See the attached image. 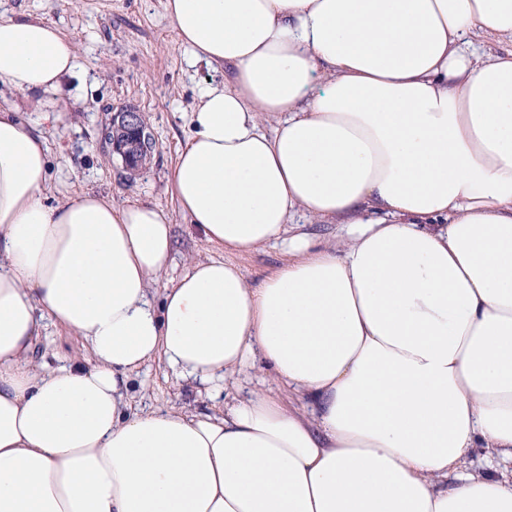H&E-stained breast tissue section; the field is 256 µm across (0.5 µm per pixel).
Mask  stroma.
<instances>
[{
  "label": "stroma",
  "mask_w": 512,
  "mask_h": 512,
  "mask_svg": "<svg viewBox=\"0 0 512 512\" xmlns=\"http://www.w3.org/2000/svg\"><path fill=\"white\" fill-rule=\"evenodd\" d=\"M0 15L54 24L77 47V68L60 94V118L42 130L51 161L49 203L91 192L118 204L142 202L164 208L171 216L176 250L171 267L159 279L163 286L174 283L199 260L234 263L252 282L284 263L276 247L237 254L207 243L166 191L175 156L188 135L186 114L199 86L223 85L228 71L190 64L165 16L164 0H0ZM127 108L140 112L155 142L146 162L135 168L101 140L116 112ZM89 354L84 338L49 323L33 360L52 368L63 357ZM241 380V386H226V402L256 390L276 395L290 408L302 406L263 363L247 368ZM128 394L142 411L193 412L212 406L204 386L176 380L156 362L131 374Z\"/></svg>",
  "instance_id": "obj_1"
}]
</instances>
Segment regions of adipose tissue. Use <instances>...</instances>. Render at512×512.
Masks as SVG:
<instances>
[{
    "label": "adipose tissue",
    "instance_id": "1",
    "mask_svg": "<svg viewBox=\"0 0 512 512\" xmlns=\"http://www.w3.org/2000/svg\"><path fill=\"white\" fill-rule=\"evenodd\" d=\"M230 67L186 115L167 191L207 243L154 301L163 208L46 198L37 124L77 48L0 17V512H512V0H165ZM476 35L498 50L477 52ZM272 121L264 129V121ZM335 224L317 243L301 218ZM90 359L47 370L45 322ZM304 410L130 411L162 361L222 382L255 361ZM475 448L504 467L462 468Z\"/></svg>",
    "mask_w": 512,
    "mask_h": 512
}]
</instances>
